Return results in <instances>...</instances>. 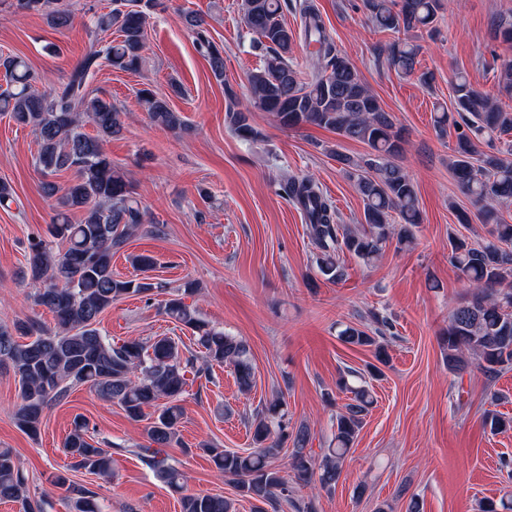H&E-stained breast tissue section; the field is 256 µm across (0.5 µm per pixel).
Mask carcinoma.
<instances>
[{
    "label": "carcinoma",
    "instance_id": "obj_1",
    "mask_svg": "<svg viewBox=\"0 0 512 512\" xmlns=\"http://www.w3.org/2000/svg\"><path fill=\"white\" fill-rule=\"evenodd\" d=\"M365 2L379 30L405 35L434 28L444 9L443 0ZM17 3L23 10L44 15L55 29L71 24V14L58 7V0ZM156 5L157 0H112V9L95 16L94 26L100 32L115 30L118 39L103 46L92 42L67 82L49 92L34 87V77L23 60L7 57L0 61L11 83L0 93V112L35 134L34 166L45 177L43 194L54 200L49 232L62 244L55 249L34 239L26 255V275L43 284L34 296L35 305L53 315L56 330L45 332L34 319L18 321L11 329L0 326V368L12 371L19 383L14 420L32 436L39 433L45 410L76 385L88 386L134 421L148 419L147 443L136 448L137 455L169 488L180 492L185 476L167 449L186 447L180 433L186 374L208 379L211 366L225 365L233 370L239 390L248 393L255 384V367L246 340L211 326L185 302L198 288L191 280L168 292L160 308L192 330L197 345L204 349L203 365H196V355H185L171 336H157L151 342L131 339L118 345L99 328L103 312L121 297H148L163 291V285L146 275L156 266L148 255L132 257V264L145 277L120 280L113 276L112 254L143 224L144 212L125 173L103 148L106 140L121 133V113L110 99L87 90V78L101 59L115 69H139L149 12ZM286 7L288 0H243L242 21L263 51L261 65L248 76L250 106L271 113L284 127L313 125L370 148V154L360 159L336 154L356 178L364 203L359 224L336 223L335 206L311 177L291 176L282 184L283 194L308 220V235L315 248L312 264L327 280L337 283L345 277L341 254L347 252L371 266L388 242L414 244L415 229L421 224L417 189L410 174L396 163L402 135L393 117L380 106L351 62L336 51L311 0H302L300 11L303 39L313 48L312 70L308 80L299 79L292 58L295 36L282 21ZM184 21L205 49L214 77L223 79V50L206 37L197 16L188 14ZM419 51V45L399 39L390 44L388 61L399 74L412 76ZM495 79L509 103L478 90L458 73L453 81V111L444 109L433 117L436 130L454 129L450 167L478 206L479 219L488 226L487 235L477 244L461 238L450 241L449 262L470 288L472 299L451 310L440 344L450 372L465 370L470 355L476 369L489 380L512 366V224L499 209L512 200V60L500 65ZM138 100L152 124L169 130L185 127L184 117L166 98L142 89ZM248 112L249 106L231 108L227 117L236 136L254 142L259 133L250 124ZM85 120L96 134L83 131ZM63 170L73 172L68 184L62 187L49 180ZM74 210L84 212L78 224L71 222ZM375 321L376 336L355 325L345 326L339 336L350 345L374 347L377 362L386 366L389 356L384 340L392 323L385 317ZM380 366L371 367L369 374L381 372ZM337 387L350 397L336 407L333 448L320 460L307 451V429L288 433L287 403L282 395L256 412L250 425L251 451L224 450L211 442L199 444L198 449L239 495L256 502L254 512H279L290 501L288 477L273 465L288 443L295 480L329 492L336 488L344 459L374 404L360 371L346 370ZM147 408L153 414H146ZM64 448L72 469L101 477L112 474V448H103L92 439L83 417L74 419ZM56 485L66 488L67 512H102L97 492L63 477ZM0 500L19 503L22 512H43L42 499L28 495L25 477L8 449L0 450ZM181 508L182 512H234V503L222 495L194 493L181 497Z\"/></svg>",
    "mask_w": 512,
    "mask_h": 512
}]
</instances>
